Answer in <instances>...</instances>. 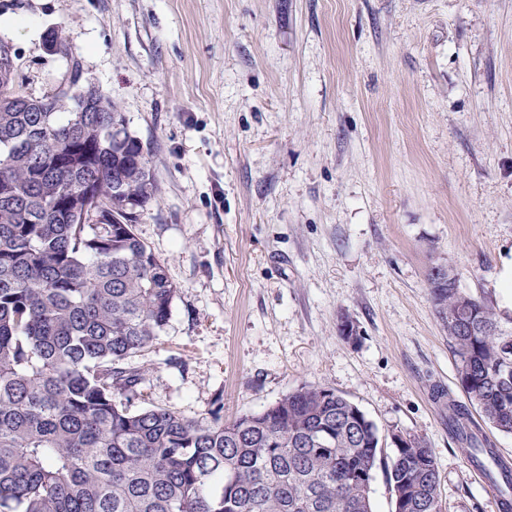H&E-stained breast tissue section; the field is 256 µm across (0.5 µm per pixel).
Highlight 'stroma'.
Instances as JSON below:
<instances>
[{
    "label": "stroma",
    "instance_id": "obj_1",
    "mask_svg": "<svg viewBox=\"0 0 512 512\" xmlns=\"http://www.w3.org/2000/svg\"><path fill=\"white\" fill-rule=\"evenodd\" d=\"M53 31L150 149L135 232L178 288L132 359L151 401L231 417L330 387L428 442L447 512H494L433 397L466 400L427 272L501 301L512 0H0L36 97Z\"/></svg>",
    "mask_w": 512,
    "mask_h": 512
}]
</instances>
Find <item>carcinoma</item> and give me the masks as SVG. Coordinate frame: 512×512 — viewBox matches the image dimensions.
Wrapping results in <instances>:
<instances>
[{"label": "carcinoma", "mask_w": 512, "mask_h": 512, "mask_svg": "<svg viewBox=\"0 0 512 512\" xmlns=\"http://www.w3.org/2000/svg\"><path fill=\"white\" fill-rule=\"evenodd\" d=\"M33 97L0 68V512H375L382 470L392 510L445 512L428 443L392 455L345 395L301 385L257 413L216 399L187 417L153 404L129 360L158 344L176 286L134 231L157 200L150 151L121 108L80 112L82 73ZM467 403L448 425L512 497V463L472 426L512 434V318L484 297L428 280Z\"/></svg>", "instance_id": "obj_1"}]
</instances>
